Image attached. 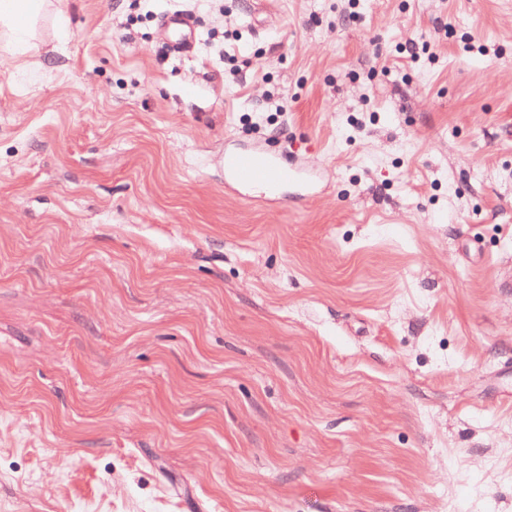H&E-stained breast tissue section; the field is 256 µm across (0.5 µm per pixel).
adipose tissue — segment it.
Returning <instances> with one entry per match:
<instances>
[{
    "label": "adipose tissue",
    "instance_id": "adipose-tissue-1",
    "mask_svg": "<svg viewBox=\"0 0 512 512\" xmlns=\"http://www.w3.org/2000/svg\"><path fill=\"white\" fill-rule=\"evenodd\" d=\"M64 0H0V42L18 57L36 47L34 26L46 14L64 22Z\"/></svg>",
    "mask_w": 512,
    "mask_h": 512
}]
</instances>
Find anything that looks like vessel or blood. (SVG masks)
Masks as SVG:
<instances>
[{
	"mask_svg": "<svg viewBox=\"0 0 512 512\" xmlns=\"http://www.w3.org/2000/svg\"><path fill=\"white\" fill-rule=\"evenodd\" d=\"M160 26L172 52L184 54L193 48L195 30L190 15L183 12L164 14ZM299 174V168L260 149H236L224 153V180L236 189L261 187L275 195L294 183Z\"/></svg>",
	"mask_w": 512,
	"mask_h": 512,
	"instance_id": "b4317fda",
	"label": "vessel or blood"
}]
</instances>
